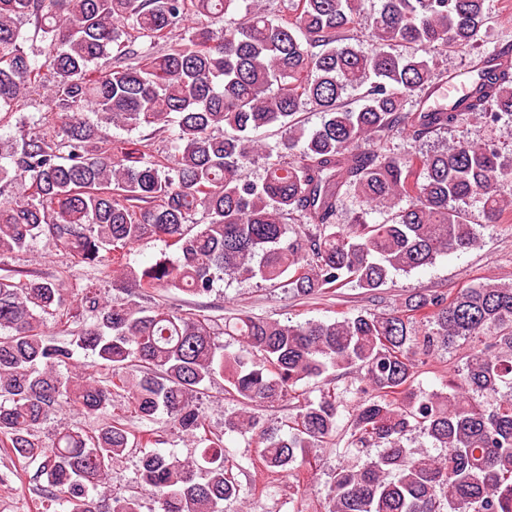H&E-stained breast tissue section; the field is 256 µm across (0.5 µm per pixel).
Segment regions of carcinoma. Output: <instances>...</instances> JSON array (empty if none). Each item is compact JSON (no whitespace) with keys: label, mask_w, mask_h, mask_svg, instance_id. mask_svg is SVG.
<instances>
[{"label":"carcinoma","mask_w":512,"mask_h":512,"mask_svg":"<svg viewBox=\"0 0 512 512\" xmlns=\"http://www.w3.org/2000/svg\"><path fill=\"white\" fill-rule=\"evenodd\" d=\"M367 2L291 0L272 17L258 0H0V117L34 108L20 139L0 140V183L25 186L0 201V259L44 238L95 272L67 310L66 283L0 274V447L36 465L66 512H102L108 499L110 512H140V502L104 490L133 436L124 419L96 433L63 427L48 444L39 429L57 405L95 415L124 392L141 419L165 412L199 454L182 460L140 438L141 485L158 512H223L239 493L224 434L254 433L263 466L295 476L310 464L305 449L336 439L335 390L312 400L297 389L331 368L362 374L370 395L345 442L366 460L336 468L329 512H512V283L329 322L238 313L222 328L233 350L215 341L212 319L137 302L163 288L206 296L226 276L301 298L346 284L377 292L394 271L475 247L469 203L504 218L512 156L495 144L460 138L413 155L376 145L512 120V62L477 78L463 102L421 107L443 76L434 56L474 46L485 0H380L368 28L377 51L364 54L351 34ZM25 22L40 35L29 54ZM304 111L322 113L320 124L307 128ZM172 125L160 156L108 135ZM266 126L282 129L273 146L251 136ZM258 162L256 181L247 170ZM350 195L359 211L338 224ZM372 212L386 218L370 224ZM290 220L302 230L289 233ZM151 239L176 259L131 266L130 248ZM104 283L129 300L109 304ZM49 317L74 325L68 338L42 334ZM462 339L475 344L448 391L422 390L418 362ZM79 351L106 373L73 371ZM217 375L239 404L222 434L199 409ZM283 400L296 408L284 436L253 412ZM413 431L444 453L407 447Z\"/></svg>","instance_id":"1"}]
</instances>
